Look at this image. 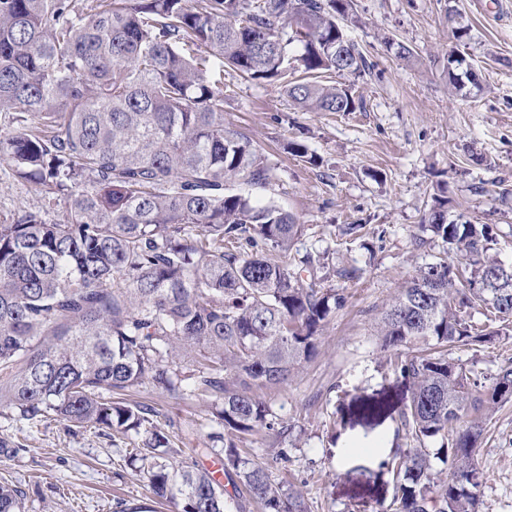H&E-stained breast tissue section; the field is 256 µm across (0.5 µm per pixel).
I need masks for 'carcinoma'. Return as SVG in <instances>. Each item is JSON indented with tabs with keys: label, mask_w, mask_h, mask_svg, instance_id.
<instances>
[{
	"label": "carcinoma",
	"mask_w": 512,
	"mask_h": 512,
	"mask_svg": "<svg viewBox=\"0 0 512 512\" xmlns=\"http://www.w3.org/2000/svg\"><path fill=\"white\" fill-rule=\"evenodd\" d=\"M356 22L354 0H94L81 12L0 0V163L67 205L61 222L25 211L0 224L1 411L142 435L130 456L155 498L226 512L214 473L171 461L157 412L120 397L146 381L175 397L206 392L225 434L199 452L262 512H308L237 439L273 427L253 391L316 356L343 297L317 285L320 257L267 256H290L305 225L253 200L275 168L224 125V69L279 83L302 111L354 112L362 100L326 75L373 67L346 34ZM448 82L478 76L450 54ZM446 193L437 187L423 230L461 261L419 270L380 325V349L397 351L391 370L412 388L400 415L410 447L383 462L392 512H479L482 420L512 402V361L486 386L450 357L512 336V266L491 253L489 225L448 221ZM477 309L499 329L474 323ZM186 360L196 369L183 372ZM22 498L0 484V512H21Z\"/></svg>",
	"instance_id": "carcinoma-1"
}]
</instances>
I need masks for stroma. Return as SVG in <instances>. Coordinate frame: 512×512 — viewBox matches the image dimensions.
Masks as SVG:
<instances>
[{"label":"stroma","mask_w":512,"mask_h":512,"mask_svg":"<svg viewBox=\"0 0 512 512\" xmlns=\"http://www.w3.org/2000/svg\"><path fill=\"white\" fill-rule=\"evenodd\" d=\"M357 12L348 32L374 64L354 80L361 109L304 112L277 86L224 74L225 125L247 134L276 166L275 184L254 198L276 200L305 224L297 250L319 253V285L344 298L314 360L256 392L291 424L289 436L263 429L243 445L272 480L304 494L309 512H387L392 502L394 479L380 462L407 445L399 412L410 393L390 371L378 329L405 282L449 255L441 238L415 242L432 185L448 186L449 220L491 225L494 254L512 264V198L501 199L498 188L512 186V0H357ZM458 26L470 29L461 44L451 36ZM389 37L410 46L412 57L387 50ZM452 50L473 66L478 86L449 90ZM292 141L306 144L310 158L289 153ZM38 210L51 222L67 214L65 205L45 206L32 183L0 173V222ZM350 224L363 225V243L345 235ZM342 267L356 269L355 278L336 277ZM452 356L485 383L512 358V339L461 345ZM355 396L381 397L390 407L375 418L355 408L335 414L338 398ZM127 398L170 424L176 461L211 467L214 456L203 453L217 430L211 396L172 398L145 383ZM135 444L95 426L10 411L0 415V482L23 490L22 512H120L123 502L178 512L156 505L144 473L128 465ZM477 459L485 475L480 512H512V403L486 418Z\"/></svg>","instance_id":"obj_1"}]
</instances>
